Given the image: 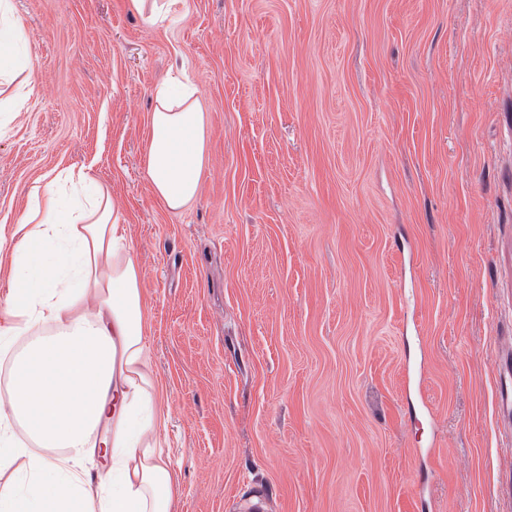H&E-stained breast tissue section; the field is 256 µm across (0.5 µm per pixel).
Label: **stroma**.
<instances>
[{"mask_svg": "<svg viewBox=\"0 0 512 512\" xmlns=\"http://www.w3.org/2000/svg\"><path fill=\"white\" fill-rule=\"evenodd\" d=\"M0 235L83 168L141 267L174 512H512V0H12ZM207 163L145 175L155 88ZM197 88L162 84L149 117L145 172L154 194L172 212L197 196L205 160L206 122Z\"/></svg>", "mask_w": 512, "mask_h": 512, "instance_id": "35a3bbf8", "label": "stroma"}]
</instances>
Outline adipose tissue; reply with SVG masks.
Here are the masks:
<instances>
[{
    "label": "adipose tissue",
    "instance_id": "1",
    "mask_svg": "<svg viewBox=\"0 0 512 512\" xmlns=\"http://www.w3.org/2000/svg\"><path fill=\"white\" fill-rule=\"evenodd\" d=\"M206 138L197 88L160 85L145 172L169 211L196 198ZM18 231L0 239V265L11 269L0 304V359L11 365L0 473L26 464L0 484V512H171L178 475L162 449L142 273L110 188L61 171L34 187ZM97 459L106 471L92 500Z\"/></svg>",
    "mask_w": 512,
    "mask_h": 512
}]
</instances>
